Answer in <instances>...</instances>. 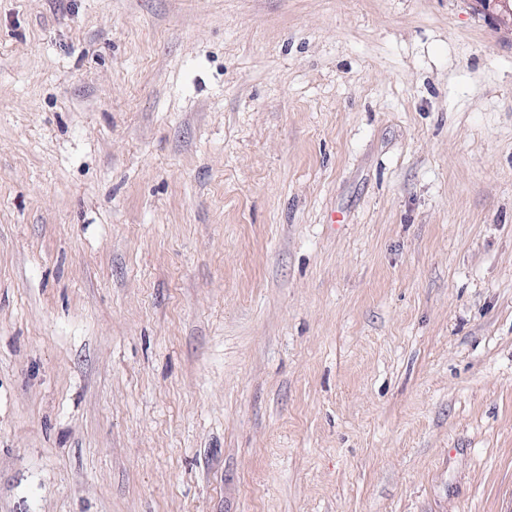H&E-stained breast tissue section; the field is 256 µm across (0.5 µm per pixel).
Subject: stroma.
Returning a JSON list of instances; mask_svg holds the SVG:
<instances>
[{
  "instance_id": "1",
  "label": "stroma",
  "mask_w": 512,
  "mask_h": 512,
  "mask_svg": "<svg viewBox=\"0 0 512 512\" xmlns=\"http://www.w3.org/2000/svg\"><path fill=\"white\" fill-rule=\"evenodd\" d=\"M0 512H512V29L0 0Z\"/></svg>"
}]
</instances>
